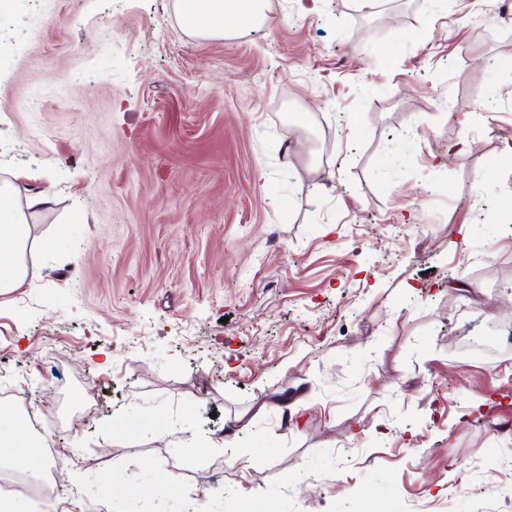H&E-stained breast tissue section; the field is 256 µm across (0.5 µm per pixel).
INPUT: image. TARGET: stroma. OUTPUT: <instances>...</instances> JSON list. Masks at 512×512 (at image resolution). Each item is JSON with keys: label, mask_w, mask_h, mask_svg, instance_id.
Here are the masks:
<instances>
[{"label": "stroma", "mask_w": 512, "mask_h": 512, "mask_svg": "<svg viewBox=\"0 0 512 512\" xmlns=\"http://www.w3.org/2000/svg\"><path fill=\"white\" fill-rule=\"evenodd\" d=\"M499 0L0 17V176L48 198L0 294L18 512H512V37ZM92 413L54 430L68 382ZM300 400L297 421L263 399ZM247 413V432L226 433ZM183 25L203 36L224 38L236 30L258 25L265 0H179ZM4 426V434L1 427ZM27 415L7 404L0 405V460L8 458L23 468L35 467L39 464L31 440Z\"/></svg>", "instance_id": "35a3bbf8"}]
</instances>
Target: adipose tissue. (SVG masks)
Instances as JSON below:
<instances>
[{
	"instance_id": "1",
	"label": "adipose tissue",
	"mask_w": 512,
	"mask_h": 512,
	"mask_svg": "<svg viewBox=\"0 0 512 512\" xmlns=\"http://www.w3.org/2000/svg\"><path fill=\"white\" fill-rule=\"evenodd\" d=\"M183 25L203 36L224 38L236 30L258 25L265 0H178ZM41 197L20 202L13 179L0 178V294L20 288L29 268L26 255L33 250L29 219L41 206ZM32 434L25 413L0 405V459L17 466H37Z\"/></svg>"
}]
</instances>
